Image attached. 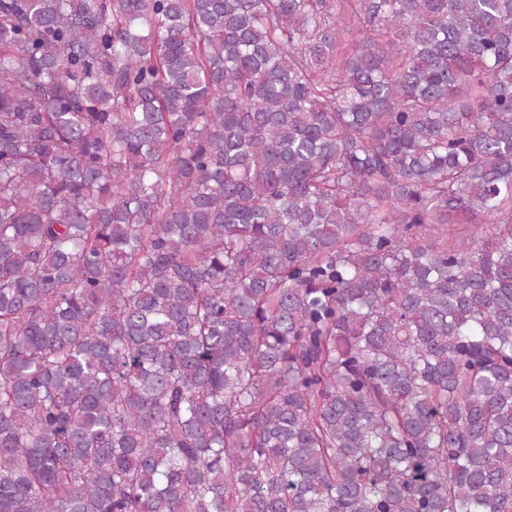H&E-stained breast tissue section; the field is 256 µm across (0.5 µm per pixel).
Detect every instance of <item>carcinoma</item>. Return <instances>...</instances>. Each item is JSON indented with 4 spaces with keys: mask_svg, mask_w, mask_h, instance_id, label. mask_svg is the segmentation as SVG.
<instances>
[{
    "mask_svg": "<svg viewBox=\"0 0 512 512\" xmlns=\"http://www.w3.org/2000/svg\"><path fill=\"white\" fill-rule=\"evenodd\" d=\"M0 512H512V0H0Z\"/></svg>",
    "mask_w": 512,
    "mask_h": 512,
    "instance_id": "1",
    "label": "carcinoma"
}]
</instances>
